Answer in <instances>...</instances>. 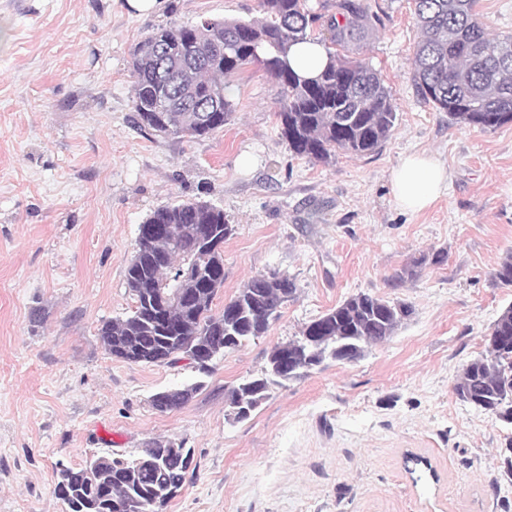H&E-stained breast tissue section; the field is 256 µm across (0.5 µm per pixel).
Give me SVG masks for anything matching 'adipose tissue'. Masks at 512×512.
I'll list each match as a JSON object with an SVG mask.
<instances>
[{"label":"adipose tissue","mask_w":512,"mask_h":512,"mask_svg":"<svg viewBox=\"0 0 512 512\" xmlns=\"http://www.w3.org/2000/svg\"><path fill=\"white\" fill-rule=\"evenodd\" d=\"M391 193L398 208L418 213L448 192V171L428 152L403 157L390 176Z\"/></svg>","instance_id":"adipose-tissue-1"}]
</instances>
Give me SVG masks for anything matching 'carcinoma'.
<instances>
[{
  "label": "carcinoma",
  "instance_id": "cac0c4a2",
  "mask_svg": "<svg viewBox=\"0 0 512 512\" xmlns=\"http://www.w3.org/2000/svg\"><path fill=\"white\" fill-rule=\"evenodd\" d=\"M420 39L412 79L422 99L448 113L456 123L494 131L512 123V33L492 37L478 0H412ZM259 20L203 18L195 25H159L138 43L133 54L134 122L158 136L206 138L224 128L232 103L224 78L248 64L259 65L280 87L277 112L281 135L297 156L320 163L336 153L365 156L380 149L398 125L391 91L381 75L349 53L364 48L369 34L383 23L366 0H321L319 10L306 0H259ZM328 34L335 50L313 79L290 68L294 43ZM166 80L168 106L155 108L154 97ZM233 234L224 211L206 201H182L155 209L139 226L134 255L126 270L133 299L131 313L103 322L100 340L109 354L128 347L121 359L141 362L140 354L161 351V363L175 365L188 357L199 372H211V355L235 349L264 335L270 321L295 297L297 288L286 275L272 272L250 277L220 310L214 300L224 287V251ZM186 279L178 281L181 273ZM491 279L512 287V254ZM412 314L403 302L358 294L308 324L302 336L315 338L309 359L299 369L280 375L278 357L295 359L291 344L275 346L264 375L232 388L228 404L237 409L260 405L269 386L288 382L331 358L354 362L388 340ZM203 387L196 381L154 395L152 406L167 412L185 406ZM454 392L458 399L512 425V306L496 319L486 338L485 353L462 370ZM169 439H155L133 458L100 456L99 475L89 483L85 467L70 468L71 491L85 501L79 510L64 492L55 495L68 512H130L141 503H156L163 512L172 500L168 491L182 488L190 463L166 456L142 462L151 450L166 448ZM415 481L435 477L427 459L406 456Z\"/></svg>",
  "mask_w": 512,
  "mask_h": 512
}]
</instances>
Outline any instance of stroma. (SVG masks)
Segmentation results:
<instances>
[{"mask_svg":"<svg viewBox=\"0 0 512 512\" xmlns=\"http://www.w3.org/2000/svg\"><path fill=\"white\" fill-rule=\"evenodd\" d=\"M369 2L383 24L362 57L390 87L398 125L375 153L323 164L290 150L281 89L256 65L226 78L234 110L210 137L133 122L132 53L154 27L256 19L258 0H162L141 17L125 0H0V512H65L57 463L167 437L193 462L164 512H512L500 457L512 426L453 390L512 306V288L490 280L512 252V124H455L422 100L412 5ZM423 150L445 165L448 193L405 213L391 171ZM179 200L210 202L233 227L214 309L273 269L297 287L263 336L204 379L185 360L114 357L98 336L133 306L125 274L140 224ZM360 293L413 313L359 360H325L228 420L229 388ZM200 379L181 409L152 407L155 393ZM409 453L437 482L413 483Z\"/></svg>","mask_w":512,"mask_h":512,"instance_id":"35a3bbf8","label":"stroma"}]
</instances>
